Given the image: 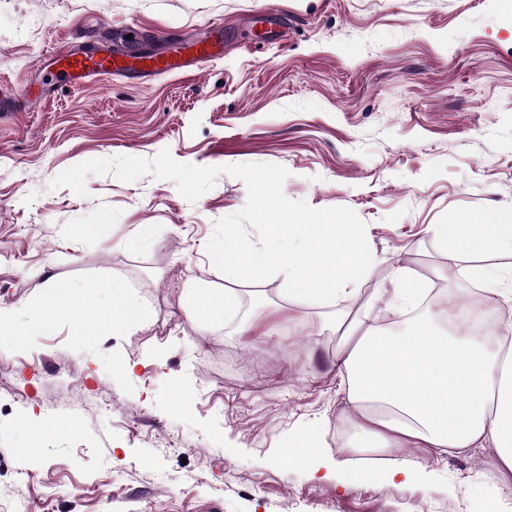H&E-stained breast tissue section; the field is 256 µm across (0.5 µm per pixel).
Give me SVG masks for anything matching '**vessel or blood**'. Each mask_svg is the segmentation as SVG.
<instances>
[{"mask_svg":"<svg viewBox=\"0 0 512 512\" xmlns=\"http://www.w3.org/2000/svg\"><path fill=\"white\" fill-rule=\"evenodd\" d=\"M222 40V28L215 27L204 36H187L177 51L138 59L130 58L119 51L89 45H67L55 50L52 57L57 65V81L71 84L128 71L149 76L159 71L188 73L215 59Z\"/></svg>","mask_w":512,"mask_h":512,"instance_id":"b4317fda","label":"vessel or blood"}]
</instances>
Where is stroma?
Masks as SVG:
<instances>
[{"label":"stroma","mask_w":512,"mask_h":512,"mask_svg":"<svg viewBox=\"0 0 512 512\" xmlns=\"http://www.w3.org/2000/svg\"><path fill=\"white\" fill-rule=\"evenodd\" d=\"M223 21L220 60L194 73L103 76L42 91L49 55L175 46ZM0 307L27 315L47 281L132 294L149 317L85 340L67 317L0 335V512H484L512 506L494 449L384 453L356 436L339 388L340 322H400L394 273L452 284L428 232L464 214L512 217V5L507 0H0ZM286 168L292 200L365 221L373 271L348 297L298 305L275 275L224 279L205 246L247 201L223 174L196 203L173 182L90 176L77 163L151 158ZM140 248H130V241ZM194 283L231 291L224 325L191 319ZM250 322L254 336L240 335ZM132 363L126 371L124 363ZM315 432L335 478L293 462ZM427 482L390 483L391 465ZM396 478L399 479L400 485L413 489L421 480V471L419 466L407 461L398 464L386 475V479L390 481H394Z\"/></svg>","instance_id":"obj_1"}]
</instances>
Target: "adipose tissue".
<instances>
[{
  "label": "adipose tissue",
  "instance_id": "adipose-tissue-1",
  "mask_svg": "<svg viewBox=\"0 0 512 512\" xmlns=\"http://www.w3.org/2000/svg\"><path fill=\"white\" fill-rule=\"evenodd\" d=\"M429 232L449 263L471 258L467 276L483 287L487 301L512 302L498 269L483 264L491 252L512 253V223L494 215H462ZM66 315L78 335L103 336L145 321L133 296H113L107 316L82 325L84 303L71 300L67 283L53 280L33 308L34 322ZM460 326L441 331L419 320L397 332L366 327L336 359L347 401L363 408L360 434L377 437L380 448L413 443L423 448L464 452L494 448L499 472H512V349L490 353L487 340Z\"/></svg>",
  "mask_w": 512,
  "mask_h": 512
}]
</instances>
